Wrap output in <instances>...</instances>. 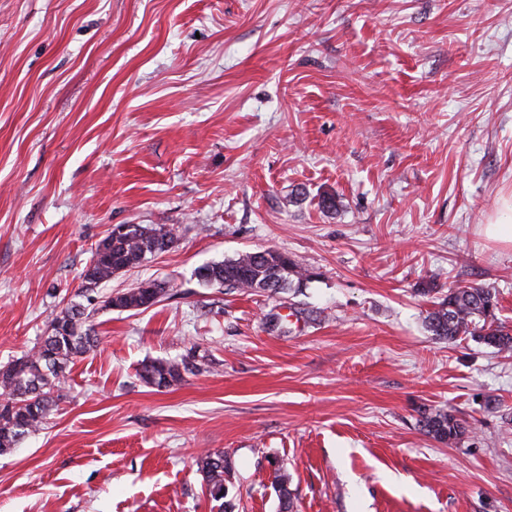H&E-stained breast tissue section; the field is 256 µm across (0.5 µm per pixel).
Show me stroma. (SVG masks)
Masks as SVG:
<instances>
[{
  "mask_svg": "<svg viewBox=\"0 0 512 512\" xmlns=\"http://www.w3.org/2000/svg\"><path fill=\"white\" fill-rule=\"evenodd\" d=\"M338 209L322 211L324 195ZM512 0H0V365L75 299L116 224L176 242L101 292L168 280L100 337L44 430L0 455V512H512V353L436 340L458 283L512 329ZM276 249L297 288H202ZM435 283L426 292L427 283ZM207 357L167 388L141 363ZM473 427L448 445L424 414ZM484 232L494 241L512 245V197L502 202L498 216L486 224ZM198 465L211 501L220 503L218 508L221 512H233L235 505L224 501L226 496L224 475L231 470L230 459L224 456V452H206L199 456ZM289 482L290 475L288 471L283 468H278L274 476L273 487L278 496L280 512L295 511L291 491L288 489Z\"/></svg>",
  "mask_w": 512,
  "mask_h": 512,
  "instance_id": "1",
  "label": "stroma"
}]
</instances>
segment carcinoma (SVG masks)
Returning <instances> with one entry per match:
<instances>
[{
  "mask_svg": "<svg viewBox=\"0 0 512 512\" xmlns=\"http://www.w3.org/2000/svg\"><path fill=\"white\" fill-rule=\"evenodd\" d=\"M174 242L172 229L165 225L133 224L128 232L117 236L110 233L97 243L83 272L81 296L87 304H67L49 321L48 332L39 344L0 366V455L10 453L26 436L44 425L62 397L70 365L97 342L91 320L93 313L100 309H147L174 288L169 282L146 281V285L158 290V297L153 301L149 290L140 285L104 297L97 295L99 285L119 272L139 267L147 256L167 251ZM195 276L204 288L269 289L279 293L311 277L312 273L288 254L266 249L259 261L255 253L244 252L235 258L207 262L196 269ZM497 305V295L492 289L458 284L448 289L438 308L427 313L425 325L439 340L454 343L470 338L500 352H509L512 333L497 323ZM207 369L204 358L156 359L143 364L138 376L148 385L163 388L180 382L186 374H200ZM422 427L434 439L448 444L472 431L468 422L451 408L423 416ZM198 465L209 498L218 503L220 512H233L234 504L224 501V475L231 470L230 459L222 452H206L199 456ZM289 482L288 471L278 469L273 487L280 512H294Z\"/></svg>",
  "mask_w": 512,
  "mask_h": 512,
  "instance_id": "cac0c4a2",
  "label": "carcinoma"
}]
</instances>
